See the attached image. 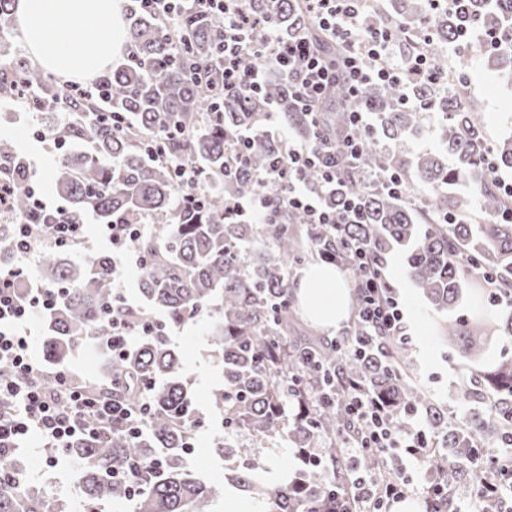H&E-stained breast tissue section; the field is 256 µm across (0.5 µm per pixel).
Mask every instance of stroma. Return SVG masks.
Returning a JSON list of instances; mask_svg holds the SVG:
<instances>
[{
  "instance_id": "stroma-1",
  "label": "stroma",
  "mask_w": 512,
  "mask_h": 512,
  "mask_svg": "<svg viewBox=\"0 0 512 512\" xmlns=\"http://www.w3.org/2000/svg\"><path fill=\"white\" fill-rule=\"evenodd\" d=\"M457 60V50H448L445 71L452 76L454 85L462 88L465 101L483 116L487 146H496L502 137L512 133V84L496 74L488 55L473 57L463 74L457 69ZM57 118L54 112L37 115L20 109L11 115L7 124L0 126L1 135H9L29 150L36 181L45 199L54 205L64 202L63 197L52 191L50 179L59 149L50 141L37 140L34 131ZM385 274L404 303L405 320L412 334L409 347L417 382L427 388L449 417H458L467 409L475 412L487 408L488 403L484 400L468 406L455 401L454 390L460 382L470 378L471 363L433 335L431 326L441 321L442 316L411 286L400 251L386 255ZM213 317V311H206L193 323L172 330L170 336L171 346L183 354L182 374L189 380L195 406L205 420L199 435L200 443L188 454L190 469L205 482L223 477L224 461L215 448L229 436L221 417L209 407L211 391L224 382L221 363L208 345V328ZM17 461L22 486L51 494L64 505L65 512H81L82 506L75 493L80 466L75 459L62 457L56 467L50 468L40 456L26 449L18 454Z\"/></svg>"
}]
</instances>
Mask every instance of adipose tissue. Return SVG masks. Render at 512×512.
Wrapping results in <instances>:
<instances>
[{
    "label": "adipose tissue",
    "mask_w": 512,
    "mask_h": 512,
    "mask_svg": "<svg viewBox=\"0 0 512 512\" xmlns=\"http://www.w3.org/2000/svg\"><path fill=\"white\" fill-rule=\"evenodd\" d=\"M15 16L35 62L64 81L103 75L121 58L126 45L119 0H17ZM65 26L94 35L81 60L61 50ZM295 296L303 314L327 333H334L348 316L349 290L335 267L310 266Z\"/></svg>",
    "instance_id": "ef3b65f1"
}]
</instances>
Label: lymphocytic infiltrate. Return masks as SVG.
I'll return each instance as SVG.
<instances>
[{
  "instance_id": "1",
  "label": "lymphocytic infiltrate",
  "mask_w": 512,
  "mask_h": 512,
  "mask_svg": "<svg viewBox=\"0 0 512 512\" xmlns=\"http://www.w3.org/2000/svg\"><path fill=\"white\" fill-rule=\"evenodd\" d=\"M194 2L200 14L218 12L224 17L220 48L224 57V98L229 102L259 96L266 81L265 68L241 67V55L251 52L271 59L280 74L290 79L293 96L311 113L316 112L336 81L345 83L355 97L376 83L416 85L439 80L425 54L393 62V30L362 25L363 0H299L305 15L327 39L345 44V53L332 60L313 46L307 32L287 41L276 36L272 20L253 18L243 0ZM349 121L351 132L333 141L285 139L280 163L268 173L280 185L276 205L242 194L231 200V210L247 224L270 223L276 208L301 214L310 224L360 223L357 198H349L343 210L337 212L325 207L320 195L309 192L300 180L301 173L309 169L318 170L325 182L339 180L344 167L360 152L354 130L374 128L367 111H351ZM15 192L14 184L0 181V220L9 226L15 245L13 264L0 270V364L11 368L10 377H0V459L14 457L35 436L39 439L36 453L54 467L75 439L103 433L139 438L151 406L146 401L133 405L118 396L88 395L65 369L55 372L54 389L45 388V372L30 352L31 323L38 313L53 307L54 291L27 286L31 261L46 246L85 248L87 221L84 215L72 214L66 207H48L32 184L26 187L28 216L20 218L12 211ZM50 209L56 214L54 222L39 223V216ZM346 265L352 274L357 315L365 328L363 336L348 340V348L362 351L368 342L381 336L405 338L399 298L368 244L353 243ZM343 401L358 426L346 448L348 460L356 461L364 449L377 448L383 461L392 463L396 470L390 478L377 474L357 478L354 497L365 512H388L392 503L412 493L414 473L428 469L435 451L424 426L414 420L402 428L392 426L385 398L360 382L349 381ZM474 454L491 460L492 472L474 482L470 506L474 512H512V440L503 439L493 451L475 449Z\"/></svg>"
}]
</instances>
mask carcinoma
Listing matches in <instances>:
<instances>
[{"label": "carcinoma", "instance_id": "carcinoma-1", "mask_svg": "<svg viewBox=\"0 0 512 512\" xmlns=\"http://www.w3.org/2000/svg\"><path fill=\"white\" fill-rule=\"evenodd\" d=\"M245 7L260 20L273 16L279 33L288 38L301 22L298 0H245ZM12 9L13 0H0V114L20 96L32 112L68 108L65 119L45 128L46 138L63 149L53 165L57 193L69 200L71 211L91 212L103 224L118 219L135 224L145 215L157 220L132 244L144 258L138 288L142 306L161 313L170 328L190 322L192 312L199 315L217 306L219 319L210 330L209 345L221 357L224 387L211 394L210 403L224 415L227 429L260 438L284 435L295 444V476L277 486L254 479L256 454L250 445L216 449L230 462L225 483L199 481L184 464L187 445L196 435L192 423L200 417L181 374L182 352L164 337L143 331L136 307L128 312L112 302L116 266L111 257H94L76 274L62 260L65 250L47 247L41 252L42 276L47 286L60 290L46 316L48 363L66 367L71 348L86 336L106 343L116 308L132 325L134 344L110 359L105 379L88 390L110 391L132 402L145 395L152 406L137 439L114 434L72 443L69 454L82 463L84 512H97L102 502L131 500L137 512H202L199 505L223 497L226 483L273 505V512H331L334 494L345 499L346 512H359V504L346 495L348 474L341 451L355 427L342 407L324 397L329 384L350 378L386 397L397 425L407 421L405 408L417 409L428 420L438 447L460 459L470 455L473 443H498L512 432V311L502 317L477 310L467 316L453 314L463 287H479L462 262L464 254L478 257L486 271L507 284L501 292L512 290V222L501 219L504 199L487 169L484 124L458 92L437 98L425 83L411 89L386 83L352 99L336 83L326 97V122L346 129V108H373L380 113L379 128L371 135L353 131L361 151L341 181L325 185L315 170L304 172L302 179L338 211L357 195L363 223L336 228L306 224L300 215L281 211L271 224H244L227 210L228 200L247 193L276 202V183L260 174L274 165L283 146L266 129L259 105L224 102L220 13L201 17L186 0L169 21L135 0L127 4L130 63L102 77L100 88L83 93L13 47ZM480 23L495 29L512 25V0H467L466 11L451 9L437 17L436 41L429 45L434 65L444 69L442 47L459 41L461 29ZM492 60L512 79V46L495 48ZM410 94L417 102L404 109L400 102ZM260 98L280 108V121L297 138L312 141L315 132H323L289 94L286 78L267 80ZM433 108L448 116L443 140L456 158L452 168L435 154L409 159L396 147L425 125ZM115 117L120 119L117 125ZM244 131L250 132V164L227 177L233 137ZM156 133L167 138L149 141ZM383 138L390 144H381ZM70 145L76 150H65ZM172 159L202 171L203 209H184L171 175ZM492 160L499 169L512 168V135L498 144ZM0 163L4 175L19 186L14 214H27L29 203L21 186L34 181V172L25 152L1 136ZM410 168L428 186L420 207L404 196L365 185L372 173L403 174ZM474 204L485 214L482 224L463 221ZM453 217L459 223H446ZM258 232L271 243L270 250L255 253L247 248ZM362 240L381 256L396 248L403 251L413 287L435 311L447 315L439 325L440 339L478 364L475 374L455 389V400L468 404L481 396L492 400L491 408L461 422L449 421L448 413L413 379L409 349L394 337L380 339L357 357L345 355L333 341L296 335L288 267L303 264L309 253L326 247L335 248L343 259L344 244ZM494 348L500 350L498 360L485 363V354ZM303 448L322 449L319 463L304 462ZM157 456L164 458L159 470L149 466ZM132 461L141 464L134 482L113 477L116 468ZM440 465L441 457H434L431 468L455 500L468 499L471 482L462 464L443 472ZM380 467L373 448L356 464L359 471L377 472ZM0 512H62V504L35 490L0 486Z\"/></svg>", "mask_w": 512, "mask_h": 512}]
</instances>
